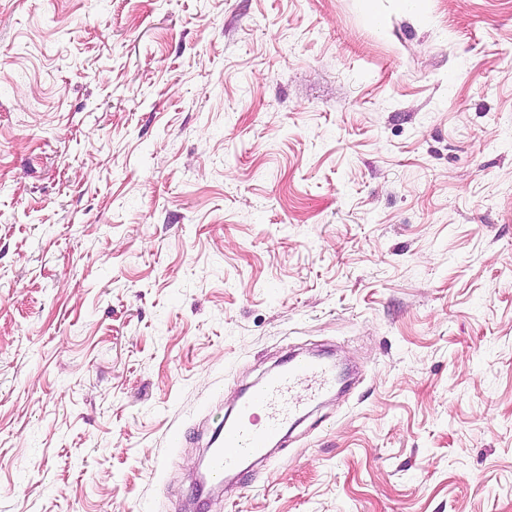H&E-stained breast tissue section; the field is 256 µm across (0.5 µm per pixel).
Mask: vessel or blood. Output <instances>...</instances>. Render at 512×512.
Here are the masks:
<instances>
[{"mask_svg": "<svg viewBox=\"0 0 512 512\" xmlns=\"http://www.w3.org/2000/svg\"><path fill=\"white\" fill-rule=\"evenodd\" d=\"M334 382L330 364L296 359L253 386L235 416L216 427L202 484L223 486L246 473L248 462L268 460L289 422L296 420L303 400L329 391Z\"/></svg>", "mask_w": 512, "mask_h": 512, "instance_id": "vessel-or-blood-1", "label": "vessel or blood"}]
</instances>
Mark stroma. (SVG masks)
I'll list each match as a JSON object with an SVG mask.
<instances>
[{
	"mask_svg": "<svg viewBox=\"0 0 512 512\" xmlns=\"http://www.w3.org/2000/svg\"><path fill=\"white\" fill-rule=\"evenodd\" d=\"M313 347L199 512H512V0H0V512H185ZM334 382L330 364L296 359L253 386L235 416L216 427L201 484L222 487L227 479L247 473L248 462L268 460L288 422L297 420L304 402L329 391ZM299 389L305 392L303 402L295 396Z\"/></svg>",
	"mask_w": 512,
	"mask_h": 512,
	"instance_id": "stroma-1",
	"label": "stroma"
}]
</instances>
